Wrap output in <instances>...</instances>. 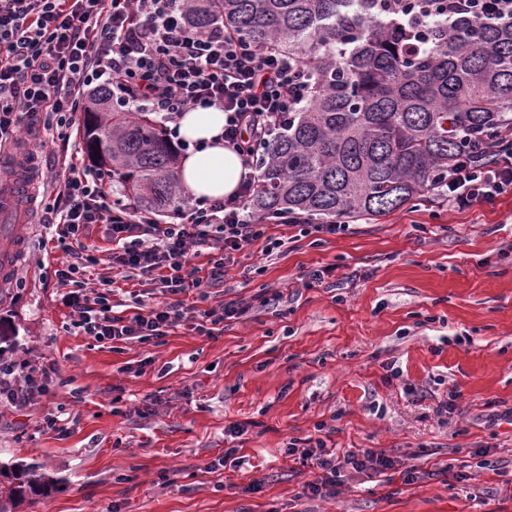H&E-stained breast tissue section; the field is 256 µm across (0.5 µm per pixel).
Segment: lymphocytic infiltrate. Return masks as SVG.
<instances>
[{
	"mask_svg": "<svg viewBox=\"0 0 512 512\" xmlns=\"http://www.w3.org/2000/svg\"><path fill=\"white\" fill-rule=\"evenodd\" d=\"M101 87L111 91L113 106L152 112L166 123L198 107L223 111L224 141L246 175L236 195L177 207L174 223L165 224L155 211L114 192L77 153L61 157V186L35 208L63 252L54 278L71 328L99 343L125 345L161 340L189 319L223 331L250 303L198 309L182 296L223 283L227 264L263 239L267 225L287 223L307 235L347 232V225L314 224L301 215L256 219L247 213L265 145L310 93L309 71L297 57L253 48L220 26L194 31L184 20L183 0H0V147L17 146L34 128L69 142L81 132L77 114L86 93ZM438 194L452 211L512 195V150L480 145L449 169ZM92 224L108 225L110 252L83 244ZM195 247L211 249L205 266L192 264ZM96 266L102 272L92 283L86 273ZM130 279L154 285L157 298L132 316L113 315L111 290ZM55 373L50 362L0 358V402L26 410L48 394ZM288 452L309 462L313 478L305 490L312 499L335 497L345 471L371 477L395 464L384 452L340 453L312 436L290 442Z\"/></svg>",
	"mask_w": 512,
	"mask_h": 512,
	"instance_id": "lymphocytic-infiltrate-1",
	"label": "lymphocytic infiltrate"
}]
</instances>
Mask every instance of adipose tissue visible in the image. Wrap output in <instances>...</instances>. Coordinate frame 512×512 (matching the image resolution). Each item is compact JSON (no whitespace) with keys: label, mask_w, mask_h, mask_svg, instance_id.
<instances>
[{"label":"adipose tissue","mask_w":512,"mask_h":512,"mask_svg":"<svg viewBox=\"0 0 512 512\" xmlns=\"http://www.w3.org/2000/svg\"><path fill=\"white\" fill-rule=\"evenodd\" d=\"M225 115L215 108L194 109L177 120V134L189 150L179 161V180L198 199L220 200L233 195L245 174L237 153L225 146Z\"/></svg>","instance_id":"ef3b65f1"}]
</instances>
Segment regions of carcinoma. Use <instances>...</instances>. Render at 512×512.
I'll return each instance as SVG.
<instances>
[{"instance_id":"obj_1","label":"carcinoma","mask_w":512,"mask_h":512,"mask_svg":"<svg viewBox=\"0 0 512 512\" xmlns=\"http://www.w3.org/2000/svg\"><path fill=\"white\" fill-rule=\"evenodd\" d=\"M184 0L203 32L221 23L245 43L299 56L306 102L263 152L249 206L324 219L382 216L437 187L477 140L512 131V20L448 18L445 0ZM105 89L84 112L92 163L126 195L164 211L179 192L176 154L150 113L114 112ZM0 512H15L64 478L22 461L3 465Z\"/></svg>"}]
</instances>
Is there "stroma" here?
<instances>
[{"instance_id": "1", "label": "stroma", "mask_w": 512, "mask_h": 512, "mask_svg": "<svg viewBox=\"0 0 512 512\" xmlns=\"http://www.w3.org/2000/svg\"><path fill=\"white\" fill-rule=\"evenodd\" d=\"M266 235L272 256L259 243L237 256L204 302L272 288L276 306L215 337L185 322L114 349L66 331L49 277L62 252L27 225L0 318L16 328L14 359L54 361L67 384L25 412L0 408V463L33 460L64 482L16 512H512V195L464 212L431 196L351 219L339 236L285 224ZM326 266L332 276L306 287ZM450 389L457 408L438 415ZM50 417L67 428L40 430ZM236 422L241 465L206 472ZM321 422L332 446L385 452L394 469L347 474L335 498L307 499L309 468L287 447ZM413 468L422 478L405 482Z\"/></svg>"}]
</instances>
